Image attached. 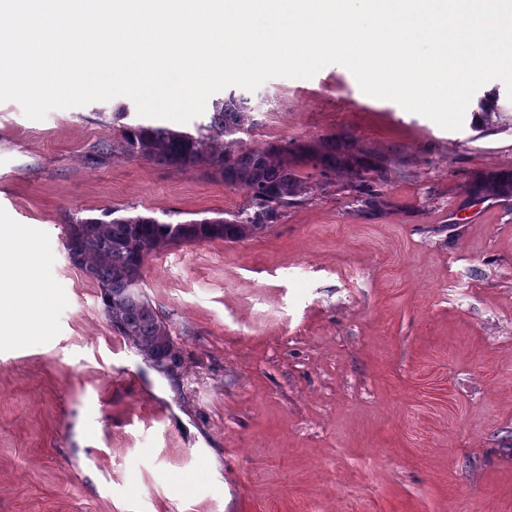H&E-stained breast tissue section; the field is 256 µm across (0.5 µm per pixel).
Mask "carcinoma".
Instances as JSON below:
<instances>
[{
  "instance_id": "obj_1",
  "label": "carcinoma",
  "mask_w": 512,
  "mask_h": 512,
  "mask_svg": "<svg viewBox=\"0 0 512 512\" xmlns=\"http://www.w3.org/2000/svg\"><path fill=\"white\" fill-rule=\"evenodd\" d=\"M249 100L234 92L213 103L209 122L196 132L141 123L123 127L121 140L104 147L131 158L158 161L178 170L206 167L224 183L237 186L247 199L224 218L171 223L143 214L74 217L65 248L73 265L100 291L104 314L128 347L163 373L172 372L180 356L167 322L142 287L145 259L159 248L181 242L243 241L280 222L288 209L307 201L304 167L320 170L324 188L345 176L346 192L357 212L370 217L390 206L383 185L390 181L388 158L331 134L311 144L294 141L263 149L246 148L235 135L257 125ZM470 200L512 202V171L487 172L469 187Z\"/></svg>"
}]
</instances>
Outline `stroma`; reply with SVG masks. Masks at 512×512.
<instances>
[{"mask_svg": "<svg viewBox=\"0 0 512 512\" xmlns=\"http://www.w3.org/2000/svg\"><path fill=\"white\" fill-rule=\"evenodd\" d=\"M452 131L331 64L250 92L257 149L345 133L386 155L366 218L310 173L305 204L247 240L169 245L143 268L180 353L166 375L110 327L66 258L72 216L169 222L246 200L204 168L97 147L139 121L117 96L25 116L0 102V248L30 228L49 309L0 328V512H512V204L468 201L512 170V98Z\"/></svg>", "mask_w": 512, "mask_h": 512, "instance_id": "obj_1", "label": "stroma"}]
</instances>
